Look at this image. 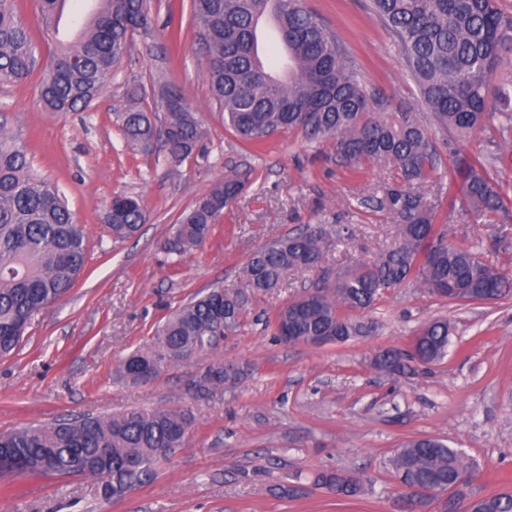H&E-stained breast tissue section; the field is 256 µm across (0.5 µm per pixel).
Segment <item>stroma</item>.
Segmentation results:
<instances>
[{
  "instance_id": "stroma-1",
  "label": "stroma",
  "mask_w": 512,
  "mask_h": 512,
  "mask_svg": "<svg viewBox=\"0 0 512 512\" xmlns=\"http://www.w3.org/2000/svg\"><path fill=\"white\" fill-rule=\"evenodd\" d=\"M306 2L349 49L368 86L393 103L415 105L406 64L369 0ZM180 11L181 0H153L154 38L135 39L87 110L44 111L37 72L0 86V120L21 132L35 169L58 184L89 237L75 286L36 317L16 353L0 358V433L130 407L187 408L193 427L152 481L121 498L101 496L82 477L11 476L0 478V512H397L390 461L404 442L426 436L446 439L477 465L474 495L512 490V297L456 305L404 284L364 312L372 335L323 346L281 341L274 319L288 301L325 272L356 268L397 242L399 225L364 201L400 183L401 173L376 161L347 170L332 145L294 132L247 148L211 96L206 53L189 18L182 17L175 52L167 50V15ZM159 69L207 131L199 153L175 174L164 148L145 155L128 146L118 120L129 106L127 85L148 82ZM417 116L441 156L439 173L421 187L432 198L451 173L454 136L427 109L418 107ZM240 175L248 184L210 239L189 254L170 252L181 212L212 181ZM118 194L144 201L147 220L137 238L113 240L103 222ZM437 221L512 273V208L480 216L446 197ZM308 224L341 235L321 267L290 273L252 297L242 326L215 352L244 369L232 390L188 392L202 357L138 382L118 373L123 359L151 345L166 316L211 288L238 287L252 251ZM442 318L451 343L441 362L406 374L375 367L379 352L408 348L424 325ZM326 471L361 474V492L344 497L316 488Z\"/></svg>"
}]
</instances>
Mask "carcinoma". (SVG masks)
Wrapping results in <instances>:
<instances>
[{
    "mask_svg": "<svg viewBox=\"0 0 512 512\" xmlns=\"http://www.w3.org/2000/svg\"><path fill=\"white\" fill-rule=\"evenodd\" d=\"M65 0H39L44 37L51 38ZM98 10L80 24L71 43L59 44L39 83V103L65 115L89 108L105 91L112 72L130 51L134 36L154 30L150 0H98ZM269 0H189L199 40L209 53L206 70L213 96L224 109V124L260 147L271 136L296 131L311 143L331 142L347 167L368 161L397 166L404 184L389 186L370 205L401 225L397 245L376 261L338 272L322 281L313 299L297 311L280 310L277 335L308 339L334 336L345 342L368 336L374 326L353 317L372 307L391 288L413 282L430 295L457 288L467 303L512 296V277L492 265L477 246L448 242L437 206L415 186L428 182L440 158L424 126L408 106L394 105L367 89L361 70L349 60L335 33L303 0H275L276 32L284 55L270 67L259 50L262 16ZM393 45L406 62L418 102L435 122L464 140L477 130L512 131V16L497 0H373ZM38 65L36 41L21 16L18 0H0V85L27 79ZM152 93L164 102L163 120L143 107L120 114L126 142L148 151L163 142L166 161L176 169L198 149L206 131L179 90L158 75L150 86L133 84L135 103ZM448 195L460 192L477 213L506 209L487 166L512 165L505 151L472 156L452 149ZM245 179L226 177L181 214L172 227L177 254L200 248L212 235L227 204L244 190ZM146 221L141 198L118 195L106 210L112 238L135 237ZM331 246L323 224H308L259 248L242 271L244 288H214L190 300L158 327L153 347L131 353L118 366L125 378L149 377L154 361L190 364L217 350L240 327L250 297L280 285L290 272L320 265ZM88 252L86 227L74 222L58 186L39 175L17 134L0 124V356L13 352L40 311L74 287ZM448 320L423 326L410 349H387L375 366L398 371L408 361L432 364L448 353ZM241 369L218 360L188 383L195 394L232 389ZM193 424L184 409L133 408L82 416L0 433V457L16 475L97 480L104 497H120L150 481L156 466L185 445ZM401 489H428L413 499V512H512V492L475 498L469 487L477 467L439 438L406 442L391 459ZM336 495L354 496L362 483L350 472H324L316 483Z\"/></svg>",
    "mask_w": 512,
    "mask_h": 512,
    "instance_id": "obj_1",
    "label": "carcinoma"
}]
</instances>
